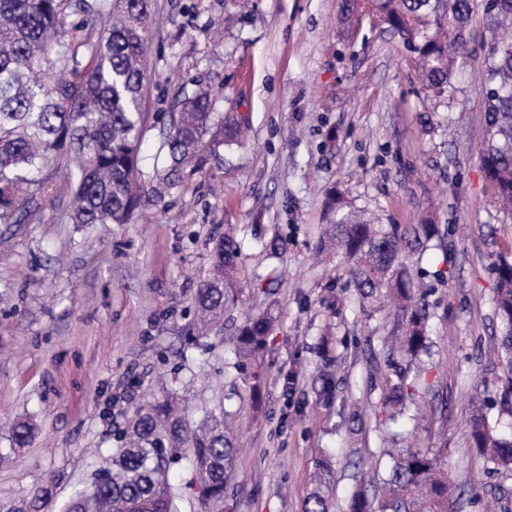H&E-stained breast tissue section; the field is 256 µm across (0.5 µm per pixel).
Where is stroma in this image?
<instances>
[{
	"label": "stroma",
	"instance_id": "stroma-1",
	"mask_svg": "<svg viewBox=\"0 0 512 512\" xmlns=\"http://www.w3.org/2000/svg\"><path fill=\"white\" fill-rule=\"evenodd\" d=\"M340 10L341 0H157L149 112L163 116L183 83L202 80L216 87L218 110L244 122L245 139L203 154L163 207L145 206L131 223L85 229L57 206L0 224L10 242L0 250V503L49 482L47 512H58L92 470L88 449L111 455L133 408L173 390L192 417L219 402L231 413L238 452L224 512H303L324 457L336 472L334 512H345L363 463H386V427L369 418L354 433L349 419L380 399L366 362L398 315L360 309L343 257L312 259L338 189L381 224L424 214L459 227L447 254L420 264L442 275L428 298L430 391L393 445L442 448L463 491L452 512H485L494 479L468 423L471 397L495 396L506 371L490 267L512 247V214L479 154L482 76L501 33L475 11L467 53L436 100L397 35L365 18L347 36ZM228 230L242 248L243 295L221 331L180 357L214 242ZM266 307L274 322L257 402L232 336ZM25 419L35 437L12 447L10 428Z\"/></svg>",
	"mask_w": 512,
	"mask_h": 512
}]
</instances>
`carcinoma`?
Segmentation results:
<instances>
[{
	"label": "carcinoma",
	"instance_id": "1",
	"mask_svg": "<svg viewBox=\"0 0 512 512\" xmlns=\"http://www.w3.org/2000/svg\"><path fill=\"white\" fill-rule=\"evenodd\" d=\"M475 0H342L340 22L368 16L396 34L416 55L417 79L435 99L444 97L475 11ZM156 0H0V223L18 224L57 199L49 178L31 173L50 163L65 170L73 224H127L145 203L159 205L182 185L184 172L201 154L216 152L238 136L239 126L216 110L217 90L194 81L178 94L162 123L163 165L150 183L142 180L140 147L147 130L144 88L150 75L146 51L153 41ZM483 169L503 210L512 212V41L490 51L484 74ZM332 214L320 246L347 259L360 300L389 302L400 317L388 354L413 365L428 353L432 318L428 294H416L413 270L431 242L448 253L451 228L424 218L418 224H378L342 194L329 197ZM241 250L234 235L214 243L211 269L193 301L188 340L206 336L242 292ZM495 315L508 376L500 388L501 411L512 415V259L501 251L492 263ZM273 315L248 318L234 337L241 368L260 366ZM381 376L382 398L369 406L380 423L403 417L423 386ZM475 406L469 435L491 470L512 478V436L497 433ZM36 426L12 428L18 448ZM111 458L89 482L76 487L60 512H179L180 486L168 480L172 452L188 448L199 487L201 512L224 502L235 472V437L219 404L192 422L175 392L139 405L116 438ZM444 449L400 448L384 474L359 477L348 512H448L454 490L442 464ZM333 470L320 461L311 478L304 512H330ZM50 495L37 487L0 512H41Z\"/></svg>",
	"mask_w": 512,
	"mask_h": 512
}]
</instances>
